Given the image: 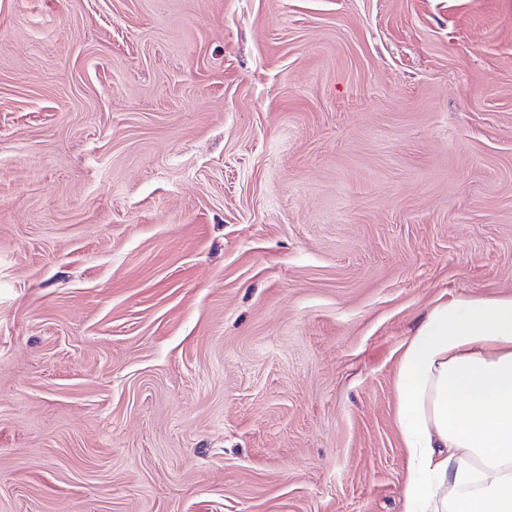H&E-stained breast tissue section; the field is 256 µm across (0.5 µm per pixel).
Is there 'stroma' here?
Here are the masks:
<instances>
[{
    "label": "stroma",
    "mask_w": 512,
    "mask_h": 512,
    "mask_svg": "<svg viewBox=\"0 0 512 512\" xmlns=\"http://www.w3.org/2000/svg\"><path fill=\"white\" fill-rule=\"evenodd\" d=\"M511 294L512 0H0V512H403Z\"/></svg>",
    "instance_id": "1"
}]
</instances>
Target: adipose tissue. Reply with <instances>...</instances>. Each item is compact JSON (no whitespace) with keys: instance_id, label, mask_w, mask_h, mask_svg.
<instances>
[{"instance_id":"1","label":"adipose tissue","mask_w":512,"mask_h":512,"mask_svg":"<svg viewBox=\"0 0 512 512\" xmlns=\"http://www.w3.org/2000/svg\"><path fill=\"white\" fill-rule=\"evenodd\" d=\"M403 512H512V295L437 302L399 347Z\"/></svg>"}]
</instances>
